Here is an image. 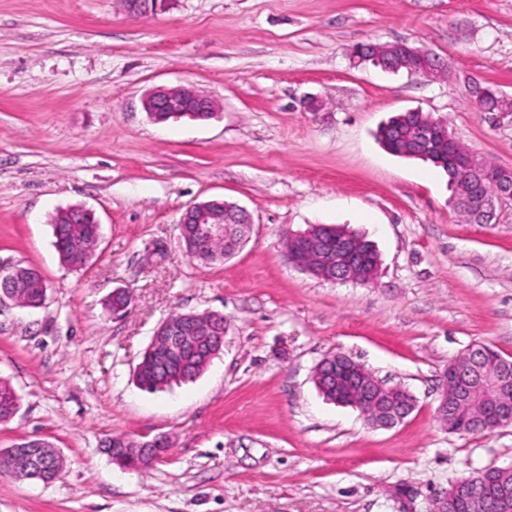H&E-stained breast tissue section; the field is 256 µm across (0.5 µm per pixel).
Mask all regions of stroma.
<instances>
[{
  "label": "stroma",
  "mask_w": 512,
  "mask_h": 512,
  "mask_svg": "<svg viewBox=\"0 0 512 512\" xmlns=\"http://www.w3.org/2000/svg\"><path fill=\"white\" fill-rule=\"evenodd\" d=\"M404 41L452 80L351 66L356 44ZM512 97V0H0V266L39 270L46 301L0 295V378L20 407L0 456L41 438L51 482L0 468V512H429L458 479L512 465V425L448 432L444 370L474 344L512 358V202L478 224L446 174L377 142L395 113L447 119L462 145L512 168V113L469 101L468 80ZM193 87L198 121H152L143 97ZM320 99L319 112L301 101ZM220 197L252 216L231 259L189 257L179 220ZM101 223L92 266L64 265L50 219ZM344 225L373 242V283L288 264L284 238ZM132 297L113 318V289ZM220 312L224 345L196 380L142 390L133 370L176 312ZM344 353L415 398L392 428L326 401L312 381ZM170 442L126 471L105 442Z\"/></svg>",
  "instance_id": "1"
}]
</instances>
